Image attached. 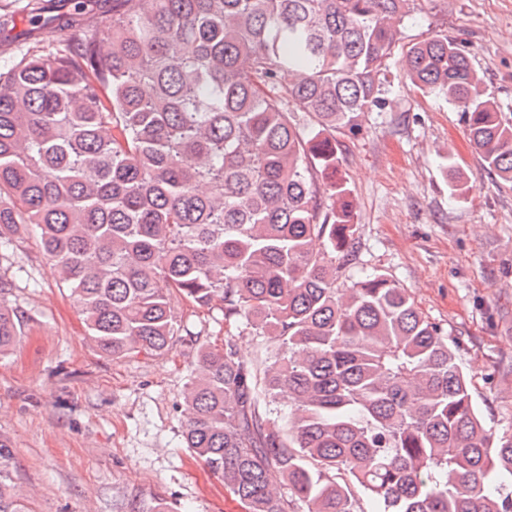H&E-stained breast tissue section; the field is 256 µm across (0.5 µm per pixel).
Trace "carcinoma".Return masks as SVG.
Listing matches in <instances>:
<instances>
[{"label":"carcinoma","mask_w":512,"mask_h":512,"mask_svg":"<svg viewBox=\"0 0 512 512\" xmlns=\"http://www.w3.org/2000/svg\"><path fill=\"white\" fill-rule=\"evenodd\" d=\"M410 0H110L31 23L69 43L0 71V252L34 233L99 350L166 353L176 291L224 305L184 398L186 445L244 512H512V433L485 429L448 337L387 275L338 283L356 232L342 143L392 65L462 112L512 185V123L446 33L401 47ZM191 46L187 55L177 47ZM0 277V356L27 313ZM282 391L288 422L270 409ZM0 437V512H30Z\"/></svg>","instance_id":"1"}]
</instances>
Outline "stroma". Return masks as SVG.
Listing matches in <instances>:
<instances>
[{"instance_id":"obj_1","label":"stroma","mask_w":512,"mask_h":512,"mask_svg":"<svg viewBox=\"0 0 512 512\" xmlns=\"http://www.w3.org/2000/svg\"><path fill=\"white\" fill-rule=\"evenodd\" d=\"M29 0L0 30V65L63 44L64 29L31 28ZM402 40L444 32L469 52L504 121L512 122V0H413ZM390 106L343 138L341 173L352 190L356 232L341 284L387 274L457 350L472 399L495 434L512 432V186L487 175L460 112L422 98L398 70L386 75ZM454 152L468 192L450 195L442 161ZM9 299L28 334L0 358V436L11 442V479L31 512H242L183 445V392L196 352L223 348L221 303L173 296L179 331L164 355L111 357L88 335L75 303L37 240L0 259Z\"/></svg>"}]
</instances>
